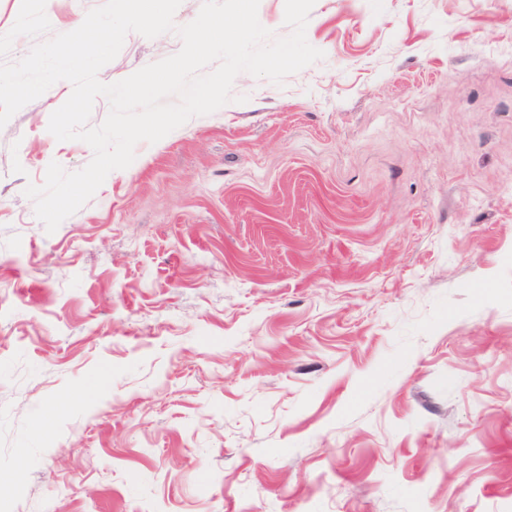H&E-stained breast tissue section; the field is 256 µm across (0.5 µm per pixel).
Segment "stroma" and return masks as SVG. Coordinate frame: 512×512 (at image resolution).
I'll return each mask as SVG.
<instances>
[{
	"label": "stroma",
	"instance_id": "obj_1",
	"mask_svg": "<svg viewBox=\"0 0 512 512\" xmlns=\"http://www.w3.org/2000/svg\"><path fill=\"white\" fill-rule=\"evenodd\" d=\"M104 2L0 0V62ZM306 38L51 234L71 84L0 129V512H512V0H316Z\"/></svg>",
	"mask_w": 512,
	"mask_h": 512
}]
</instances>
